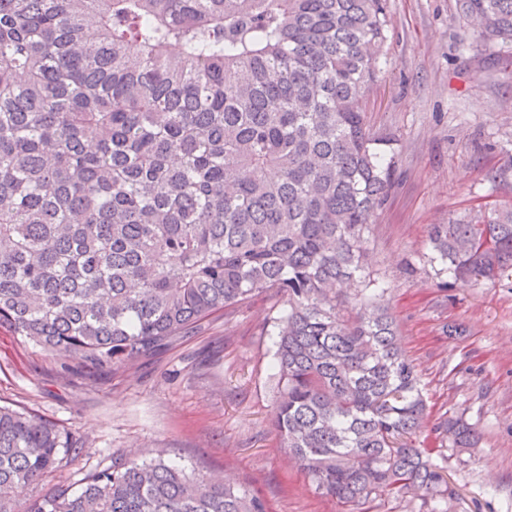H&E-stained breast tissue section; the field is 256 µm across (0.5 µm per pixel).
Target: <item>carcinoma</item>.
Here are the masks:
<instances>
[{
    "instance_id": "cac0c4a2",
    "label": "carcinoma",
    "mask_w": 512,
    "mask_h": 512,
    "mask_svg": "<svg viewBox=\"0 0 512 512\" xmlns=\"http://www.w3.org/2000/svg\"><path fill=\"white\" fill-rule=\"evenodd\" d=\"M512 47V0H457ZM386 0H0V327L85 366L158 353L272 293V427L315 492L366 512L452 496L420 438L421 374L366 276L396 156L366 124ZM430 262L475 285L512 270V207L432 224ZM359 304L345 312L343 287ZM68 436L0 406V512ZM27 512H266L164 459L119 458ZM421 501L411 494L399 498H391L385 501L376 500L370 504L371 512H422Z\"/></svg>"
}]
</instances>
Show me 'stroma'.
<instances>
[{"mask_svg": "<svg viewBox=\"0 0 512 512\" xmlns=\"http://www.w3.org/2000/svg\"><path fill=\"white\" fill-rule=\"evenodd\" d=\"M457 0H388V42L367 95V123L392 139V185L373 218L369 270L386 284L422 372L430 407L473 424L478 447L444 448L436 462L448 512H512V272L479 285L440 280L427 260L430 225L512 204V51L483 41ZM506 171L498 181L491 171ZM262 295L118 369L85 368L0 327V404L68 430L71 447L30 491L36 499L113 459L153 458L228 476L267 512H343L316 494L271 429L276 312ZM458 323L462 336L442 327Z\"/></svg>", "mask_w": 512, "mask_h": 512, "instance_id": "stroma-1", "label": "stroma"}]
</instances>
